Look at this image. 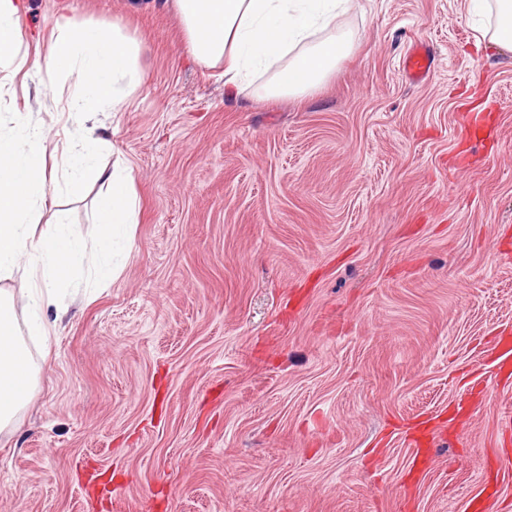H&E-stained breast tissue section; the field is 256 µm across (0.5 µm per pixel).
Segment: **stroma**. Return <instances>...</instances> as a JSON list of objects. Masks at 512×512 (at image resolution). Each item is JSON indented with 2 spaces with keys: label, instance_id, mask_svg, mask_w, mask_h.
Here are the masks:
<instances>
[{
  "label": "stroma",
  "instance_id": "1",
  "mask_svg": "<svg viewBox=\"0 0 512 512\" xmlns=\"http://www.w3.org/2000/svg\"><path fill=\"white\" fill-rule=\"evenodd\" d=\"M360 2L326 86L267 102L193 59L172 0H27L30 57L62 14L139 42L96 125L140 207L118 276L24 339L0 512H512V53L468 0ZM66 96L0 67L2 123L78 139ZM98 192L48 188L45 220L91 229ZM434 64L433 57L426 46H417L410 50L403 58V71L414 81L427 77Z\"/></svg>",
  "mask_w": 512,
  "mask_h": 512
}]
</instances>
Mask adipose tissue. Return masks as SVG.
Returning <instances> with one entry per match:
<instances>
[{
	"label": "adipose tissue",
	"instance_id": "ef3b65f1",
	"mask_svg": "<svg viewBox=\"0 0 512 512\" xmlns=\"http://www.w3.org/2000/svg\"><path fill=\"white\" fill-rule=\"evenodd\" d=\"M356 0H173L186 41L196 61L221 70L225 85L255 80L262 100L301 98L319 92L353 51L350 38L331 33L336 18ZM24 0H0V66L24 69L34 64L55 80L76 74L67 110L87 123L85 134L64 144L62 154L72 184H99L93 241L57 220L52 231L38 232L48 176L47 141L41 126L27 120L0 125V280L17 269L28 278L27 300L17 308L0 290V432L32 399L37 370L24 335L49 338L54 324L46 311L56 290L82 265L87 246L111 255L117 243L131 244L138 200L131 174L100 164L109 145L90 123L105 108H119L143 80L136 39L120 27L78 24L62 16L42 57L29 59L21 18Z\"/></svg>",
	"mask_w": 512,
	"mask_h": 512
}]
</instances>
